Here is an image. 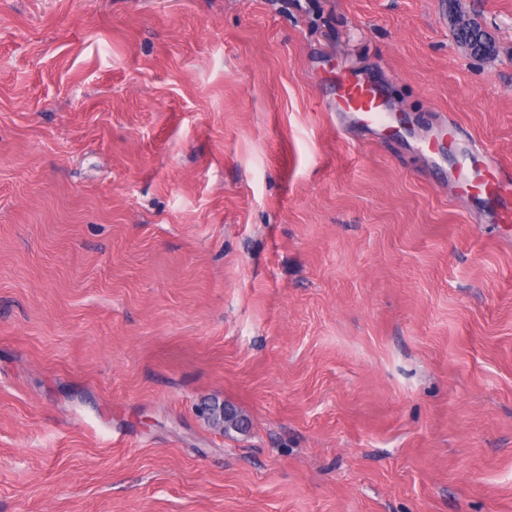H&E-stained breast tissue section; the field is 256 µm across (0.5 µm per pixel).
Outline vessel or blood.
Wrapping results in <instances>:
<instances>
[{
	"mask_svg": "<svg viewBox=\"0 0 512 512\" xmlns=\"http://www.w3.org/2000/svg\"><path fill=\"white\" fill-rule=\"evenodd\" d=\"M335 87L336 98L328 105L330 111L370 134L393 132L384 84L367 77L340 76ZM459 135L460 130L454 123L441 122L433 138L426 141L425 148L432 155L461 149L454 174L460 192L482 199L492 223L511 224L512 161L489 157L485 148L474 141L460 144Z\"/></svg>",
	"mask_w": 512,
	"mask_h": 512,
	"instance_id": "obj_1",
	"label": "vessel or blood"
}]
</instances>
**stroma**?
Here are the masks:
<instances>
[{
	"label": "stroma",
	"instance_id": "1",
	"mask_svg": "<svg viewBox=\"0 0 512 512\" xmlns=\"http://www.w3.org/2000/svg\"><path fill=\"white\" fill-rule=\"evenodd\" d=\"M449 118L512 159V0H0V512H512V226ZM466 17L467 21L464 25H457L452 23L454 34L458 43L460 45L464 43L471 44L475 48L473 56L485 57L492 55L494 47L491 40L487 38L485 35L486 33L472 18L469 16ZM466 17L464 16V18ZM484 49L488 50V54H484ZM336 98L328 104L336 116L349 119L354 125L373 135L394 132L390 123L387 88L368 77H336ZM462 136L459 128L448 120L442 121L432 139L425 142V148L431 155H442L456 148Z\"/></svg>",
	"mask_w": 512,
	"mask_h": 512
}]
</instances>
